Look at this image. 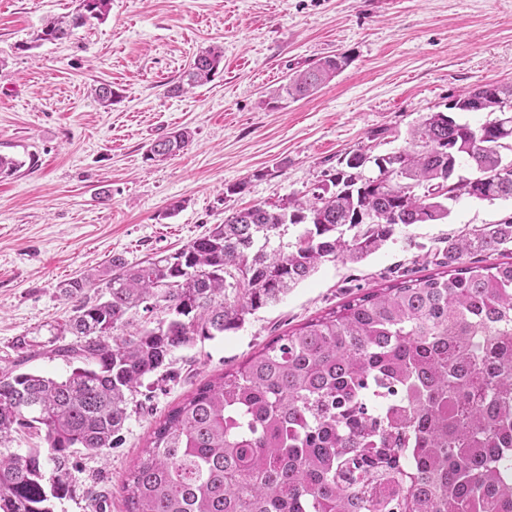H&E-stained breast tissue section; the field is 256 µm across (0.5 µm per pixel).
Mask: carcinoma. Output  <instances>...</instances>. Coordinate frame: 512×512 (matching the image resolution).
<instances>
[{
    "mask_svg": "<svg viewBox=\"0 0 512 512\" xmlns=\"http://www.w3.org/2000/svg\"><path fill=\"white\" fill-rule=\"evenodd\" d=\"M109 11L110 0H79L35 41ZM223 61L219 47L200 51L169 93L212 81ZM347 63L296 71L272 100L311 96ZM477 98L473 88L449 109L474 112ZM510 141L512 119L477 129L430 112L373 178L354 152L332 191L254 205L173 255L114 257L62 283L72 315L50 343L70 373L0 372V512H53L71 495L75 454L118 447L144 380L196 338L239 329L323 262H359L398 226L448 218L451 201L511 199L512 176L497 175ZM191 142L182 128L146 156ZM465 167L482 180H460ZM290 225L304 231L285 243ZM511 251L512 218L450 238L436 248L439 270L356 295L203 384L153 428L122 483L126 512H512V261L478 259ZM99 283L106 298L93 300ZM141 309L162 317L115 334ZM17 432L45 447L10 451Z\"/></svg>",
    "mask_w": 512,
    "mask_h": 512,
    "instance_id": "1",
    "label": "carcinoma"
}]
</instances>
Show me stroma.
Here are the masks:
<instances>
[{
	"label": "stroma",
	"mask_w": 512,
	"mask_h": 512,
	"mask_svg": "<svg viewBox=\"0 0 512 512\" xmlns=\"http://www.w3.org/2000/svg\"><path fill=\"white\" fill-rule=\"evenodd\" d=\"M77 5L0 0V154L23 163L0 179V368L54 378L69 372L49 345L50 326L72 314L63 282L311 195L346 155L404 148L410 127L463 90L512 83V0H112L69 39L35 41ZM211 45L224 51L213 80L168 95ZM338 53L349 65L316 94L271 107L290 74ZM102 83L115 93L106 109L90 94ZM180 128L193 134L184 152L147 159L152 140ZM449 208L443 222L396 228L362 261L324 262L238 331L176 351L173 376H150L130 406L120 446L74 457V492L55 512H125L119 486L152 427L197 387L356 294L432 272L439 242L512 216L511 199ZM21 336L37 345L23 364Z\"/></svg>",
	"instance_id": "obj_1"
}]
</instances>
